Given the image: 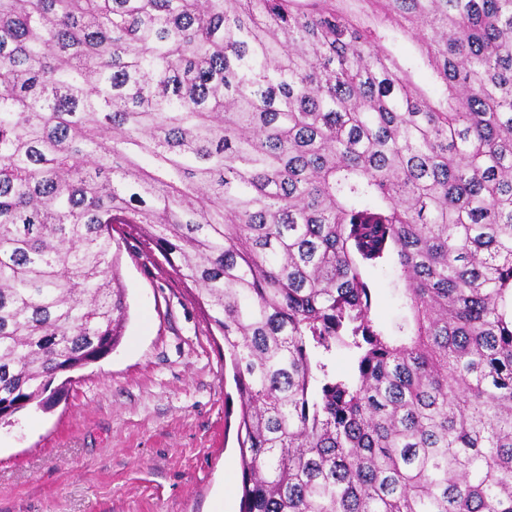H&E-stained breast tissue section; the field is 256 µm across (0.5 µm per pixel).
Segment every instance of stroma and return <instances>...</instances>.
<instances>
[{
  "instance_id": "1",
  "label": "stroma",
  "mask_w": 512,
  "mask_h": 512,
  "mask_svg": "<svg viewBox=\"0 0 512 512\" xmlns=\"http://www.w3.org/2000/svg\"><path fill=\"white\" fill-rule=\"evenodd\" d=\"M128 317L119 345L57 376L47 407L0 422V512H239L240 404L224 340L193 286L114 225ZM369 274L377 319L402 311Z\"/></svg>"
}]
</instances>
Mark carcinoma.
I'll return each instance as SVG.
<instances>
[{
  "instance_id": "carcinoma-1",
  "label": "carcinoma",
  "mask_w": 512,
  "mask_h": 512,
  "mask_svg": "<svg viewBox=\"0 0 512 512\" xmlns=\"http://www.w3.org/2000/svg\"><path fill=\"white\" fill-rule=\"evenodd\" d=\"M115 224L224 336L240 512H512V0H0V420L119 344ZM373 309L377 319L388 327L399 321L402 311L392 288L393 274L389 269L379 268L369 273Z\"/></svg>"
}]
</instances>
